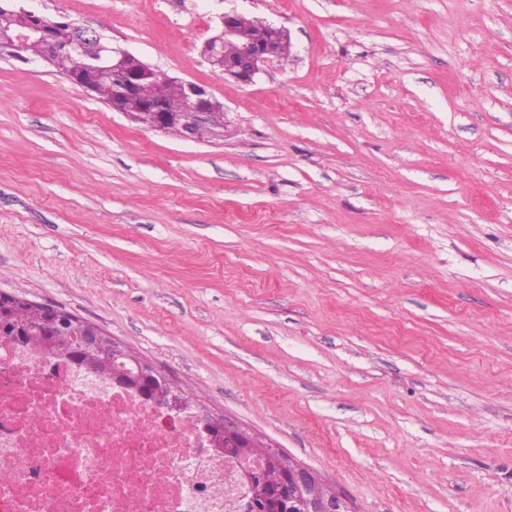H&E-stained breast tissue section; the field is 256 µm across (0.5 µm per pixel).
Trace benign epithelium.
<instances>
[{"label":"benign epithelium","mask_w":512,"mask_h":512,"mask_svg":"<svg viewBox=\"0 0 512 512\" xmlns=\"http://www.w3.org/2000/svg\"><path fill=\"white\" fill-rule=\"evenodd\" d=\"M13 12L24 23L13 30L0 31V58L23 63L41 61L47 65L53 59L66 53L78 55L88 60V69L108 75L116 83V95L112 109L135 121L146 119L145 126L152 130L166 131L171 126L181 128V137L191 141H201L224 135V126L214 121L217 112L224 110L207 87L185 81L186 104L180 112L167 110L162 90L171 80L168 75L152 68L132 53L112 47V42L95 29L84 28L69 20L60 29L66 36L60 37L47 31L42 23V15L24 5L9 4ZM239 14L229 12L219 17L220 31L204 40L202 54L218 74L239 83L250 84L263 71V67L274 58L281 57L280 40L289 37L282 26L266 24L269 37L256 41L244 34L237 26ZM235 40L239 44L236 56H224V43ZM40 48L37 56H32L29 48ZM153 78L157 88L147 98L138 92L140 81ZM39 313L45 315L62 330V335L72 337L79 348L88 368L101 364L117 377L131 379L140 385L160 376L149 363L132 355L128 348L105 334L101 329L74 315L70 311L44 303H34ZM167 410L175 413H188L193 402L184 392L174 387L163 401ZM200 422L214 426L224 442L240 448L261 445L255 437L247 434L238 425L220 417L201 416ZM277 467L288 476V508L286 512H349L345 498L335 490H324V485L311 473V470L292 462L276 449L267 451L260 468Z\"/></svg>","instance_id":"7a95c632"}]
</instances>
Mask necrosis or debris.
<instances>
[{
	"label": "necrosis or debris",
	"instance_id": "necrosis-or-debris-1",
	"mask_svg": "<svg viewBox=\"0 0 512 512\" xmlns=\"http://www.w3.org/2000/svg\"><path fill=\"white\" fill-rule=\"evenodd\" d=\"M251 467L134 388L0 336V512H243L230 485Z\"/></svg>",
	"mask_w": 512,
	"mask_h": 512
}]
</instances>
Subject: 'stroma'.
Instances as JSON below:
<instances>
[{"mask_svg":"<svg viewBox=\"0 0 512 512\" xmlns=\"http://www.w3.org/2000/svg\"><path fill=\"white\" fill-rule=\"evenodd\" d=\"M204 86L148 129L0 59V290L59 305L352 512H512V0H31ZM286 27L249 85L227 12ZM237 12L224 13L219 18L220 31L204 40L202 54L219 75L231 78L236 82L250 84L263 71V67L273 58L281 57V52L288 55L291 45L288 42L280 48V40L290 38L287 29L267 23L266 28L270 36L265 41H256L252 37H261L265 33V21L257 17L241 16ZM235 40L239 44V50L235 57L226 58V54H234L237 50L235 44L224 43ZM224 46V52H223Z\"/></svg>","mask_w":512,"mask_h":512,"instance_id":"obj_1","label":"stroma"}]
</instances>
